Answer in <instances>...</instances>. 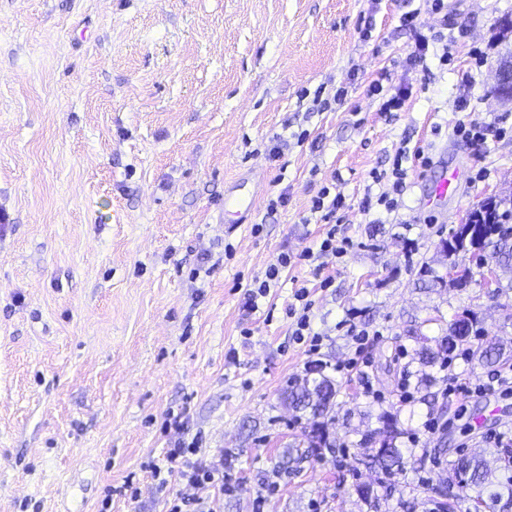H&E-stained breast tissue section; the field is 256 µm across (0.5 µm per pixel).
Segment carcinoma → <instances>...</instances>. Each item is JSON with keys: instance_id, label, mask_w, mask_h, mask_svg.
<instances>
[{"instance_id": "obj_1", "label": "carcinoma", "mask_w": 512, "mask_h": 512, "mask_svg": "<svg viewBox=\"0 0 512 512\" xmlns=\"http://www.w3.org/2000/svg\"><path fill=\"white\" fill-rule=\"evenodd\" d=\"M439 252L446 256H458L468 252H477L482 264L490 266V272L497 269L512 270V200L499 201L488 199L473 210L468 222L460 226L452 235L440 240ZM477 320L470 317L456 319L448 326V334L442 337L438 350L424 347L421 351L422 362L434 365L451 357L457 346L467 342L472 335L478 334ZM504 349L490 343L479 350V359L487 364L501 361ZM337 390L327 376L304 378L302 383L292 386L287 393L289 405L297 412L307 416L309 422V446L307 452L317 457L321 450L331 447L327 439L323 419L333 411ZM382 427L364 441L368 464L385 474L403 471V453L396 444L398 437L397 419L388 414L379 417ZM455 478L461 482L463 491L475 493L474 500L483 502L488 496L498 512H512V476L504 479L498 475V469L491 467L478 454L467 453L464 457L450 463Z\"/></svg>"}]
</instances>
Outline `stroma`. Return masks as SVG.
<instances>
[{
  "instance_id": "1",
  "label": "stroma",
  "mask_w": 512,
  "mask_h": 512,
  "mask_svg": "<svg viewBox=\"0 0 512 512\" xmlns=\"http://www.w3.org/2000/svg\"><path fill=\"white\" fill-rule=\"evenodd\" d=\"M445 2L442 16L421 0H0V512H99L107 494L109 512H165L179 479L158 491L149 465L181 435L237 479L212 492L213 512H258L260 494L259 512H368L357 488L380 475L363 439L384 413L412 467L380 512L405 499L436 512L450 460L512 448V393L479 392L494 368L477 357L490 340L512 348V276L499 290L478 275L446 284L438 251L471 210L512 195V102L493 92L512 58V0ZM415 9L454 36L448 66L432 54L406 64L414 34L400 18ZM377 79L412 86L402 109L382 111ZM341 82L346 103L313 111ZM468 112L492 125L483 145L453 132ZM285 129L307 138L269 157ZM402 147L399 208L363 213L370 172L391 170ZM447 170L456 189L441 200ZM324 185L346 198L338 235L353 248L320 271L286 270L267 310L248 311L244 284L321 234L305 218ZM236 188L255 199L244 224L224 221ZM282 192L287 205L268 214ZM203 260L210 276L192 279ZM301 285L315 353L291 336ZM466 313L481 328L471 358L432 367L435 384L400 400L421 344ZM316 358L338 390L334 449L287 471L307 420L285 393ZM448 377L467 391H446ZM179 410L181 432L165 425Z\"/></svg>"
}]
</instances>
